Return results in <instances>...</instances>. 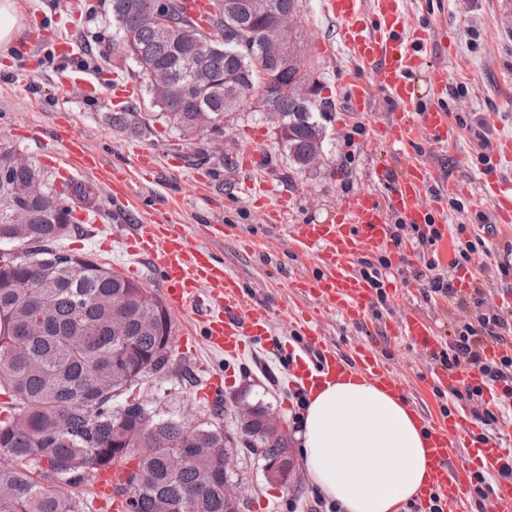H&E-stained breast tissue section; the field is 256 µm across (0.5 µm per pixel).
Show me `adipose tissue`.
Returning <instances> with one entry per match:
<instances>
[{"label": "adipose tissue", "instance_id": "adipose-tissue-1", "mask_svg": "<svg viewBox=\"0 0 512 512\" xmlns=\"http://www.w3.org/2000/svg\"><path fill=\"white\" fill-rule=\"evenodd\" d=\"M295 441L311 482L343 512H400L430 482L419 415L357 372L309 388Z\"/></svg>", "mask_w": 512, "mask_h": 512}]
</instances>
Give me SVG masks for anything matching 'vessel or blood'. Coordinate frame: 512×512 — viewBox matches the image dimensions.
Segmentation results:
<instances>
[{
    "label": "vessel or blood",
    "mask_w": 512,
    "mask_h": 512,
    "mask_svg": "<svg viewBox=\"0 0 512 512\" xmlns=\"http://www.w3.org/2000/svg\"><path fill=\"white\" fill-rule=\"evenodd\" d=\"M328 17L340 24L345 53L364 74L345 76L350 111L365 113L371 108L373 90H383L395 105L394 116L373 126V140L386 146H410L425 137L438 146L454 143L458 126L437 106L418 110L419 91L415 79L426 75L435 94L448 86V74L431 64L422 47L425 32L410 30L400 0H373L365 8L364 0H323ZM65 163L76 171L92 172L112 199L130 207L132 199L125 176L112 169L72 133L59 135ZM493 165L482 170L478 184L480 198L494 209L499 223H512V182L504 180L502 169L512 167V137L503 136L490 147ZM430 170L410 160L399 172L387 164L373 171L374 189L343 198L336 206V217L329 223L300 222L289 225L288 237L293 252L311 259L313 276L296 280L295 286L320 310L339 314L346 323L360 327L371 306L373 291L369 283L353 269V263L366 254L391 248L390 213H398L408 224L431 223L440 208L438 197L428 192ZM391 184L388 198H381L377 186ZM126 252L146 260L162 276V294L167 308L183 315L202 308L201 323L205 341L212 349L234 358L245 344L262 340L268 334L269 316L265 307L245 303L240 278L206 246L193 244L183 224H158L139 221L133 224L125 240ZM281 316L294 324L312 358L309 365L294 370L292 386L305 390L316 380H326L352 368L392 390L402 384L392 370L379 363L372 350L354 348L348 355L336 353L325 342L318 324L295 308L282 307ZM399 335L414 343L429 346L432 330L419 315L403 313ZM449 390L479 384L478 371H441L438 374ZM428 433L427 462L431 483L422 494L423 503L440 501L444 512H459L474 481L475 474L495 476L489 494V512H512V481L499 480L501 470L512 467V441L497 438L471 445V430L460 412L435 419L423 418ZM470 443L466 455L455 456L459 443Z\"/></svg>",
    "instance_id": "vessel-or-blood-1"
}]
</instances>
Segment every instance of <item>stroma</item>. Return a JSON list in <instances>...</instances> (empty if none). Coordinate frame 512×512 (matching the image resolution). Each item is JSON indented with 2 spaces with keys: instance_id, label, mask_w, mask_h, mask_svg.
<instances>
[{
  "instance_id": "stroma-1",
  "label": "stroma",
  "mask_w": 512,
  "mask_h": 512,
  "mask_svg": "<svg viewBox=\"0 0 512 512\" xmlns=\"http://www.w3.org/2000/svg\"><path fill=\"white\" fill-rule=\"evenodd\" d=\"M26 30L9 50H0V139L13 143L36 162L57 147L50 137L62 121H70L74 131L117 170L131 166L135 148H150L157 163V174L146 181L131 177L133 194L140 202V214L147 218L168 217L190 225L196 244L211 248L242 281L246 302L268 308L269 335L266 340L247 346L234 362L208 348L199 321L191 316L173 317L169 361L161 371L124 388L114 405L139 401L162 414L192 424L212 418L213 407L200 392L212 380L222 382L219 399L225 416L224 429L235 454L234 478L244 483L243 512H333L311 483L305 466H298V477L288 487L269 482L262 462L244 447L232 410L235 399L272 407L283 418L287 435H294L302 411L303 393L295 391L287 379L289 358L276 349L277 341L302 350L295 328L280 316L282 304L314 309L313 301L291 294L288 283L312 276L315 268L304 258L292 254L282 230L265 224L255 198L236 197L238 174L233 167L196 161L195 151L170 130L163 120L146 121L149 103L135 99L129 105L125 124L112 122L116 107L112 98L86 100L80 84L70 82L71 67H78L92 82L109 86L116 78L139 84L138 74L116 70L102 59L100 52L115 34L112 26V0H16ZM412 27L429 33L424 51L432 62L448 69V81L463 85L459 97L434 96L425 76H417L418 110L439 105L451 119L460 121V136L453 145L439 147L428 140L413 146L411 155L370 143L371 129L365 116H344L342 74L356 64L342 49L339 24L322 10V0H303L296 23L301 32L298 50L303 64L317 67L316 99L329 103L325 122L326 156L321 165L297 170L275 125L254 107L235 114L224 125V150L239 156L244 150L258 151L259 161L252 173L256 180L274 187L269 206L287 201L288 220L326 223L336 216V203L344 196L369 187L373 169L380 159L401 165L412 157L433 171L431 193H439L443 182L454 178L468 185V194L454 196V205L436 213V221L465 225V238L481 233L479 214L488 205L479 201L475 178L487 166L480 157L471 133L485 132L494 140L512 136V17L499 0H401ZM453 29L451 45L441 41L442 27ZM47 41L31 45L37 32ZM64 37L75 45L72 62H64L50 51L47 42ZM101 228L97 234L77 226L60 243L62 250L86 256L105 268L121 266L124 276L161 295L160 275L149 265L130 260L122 243L114 238L112 201L97 196ZM211 224L229 225L230 235L217 241L209 237ZM492 255L477 278L485 301L500 293L512 292V269L502 270L503 246L512 241V226L497 227L489 235ZM423 256L415 254L409 263L390 265L384 277L388 295L380 314H367L363 327L348 325L330 314L321 323L323 335L332 350L346 354L354 346L371 348L378 361L387 365L405 384V397L416 409L430 416L459 406L447 387L434 383L439 364L433 350L447 347L454 324L473 319L474 309H459L456 299L431 293L427 280L416 278L423 268ZM409 308L433 327L434 346L423 349L398 336V311Z\"/></svg>"
}]
</instances>
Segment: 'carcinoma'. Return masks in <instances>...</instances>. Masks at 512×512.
Instances as JSON below:
<instances>
[{
  "mask_svg": "<svg viewBox=\"0 0 512 512\" xmlns=\"http://www.w3.org/2000/svg\"><path fill=\"white\" fill-rule=\"evenodd\" d=\"M190 0H165L172 24L150 19L152 0H112V21L122 63L132 61L145 83L152 117L164 120L184 141L223 134L224 119L255 97L264 104L298 170L325 154L318 100H294L284 86L304 79L282 70L262 50L260 24L232 12L210 19L224 35L214 44L193 19ZM205 46L195 57L184 54L186 41ZM166 73L155 84L150 74ZM232 77L227 83L224 77ZM17 149L0 141V243L24 235L25 250L0 253V396L13 411L0 417V493L8 512H84L64 485L87 480L115 458L127 468L133 488L127 512H179L195 496V512H226L224 449L229 437L219 424L197 426L203 450L181 447L187 423L151 411L141 402L112 409V396L168 360L171 321L162 302L143 286L100 264L55 247L73 224L77 209L96 207L90 185L59 189L38 166H16ZM110 297L122 304V337L112 331ZM136 433L140 451L121 446V436Z\"/></svg>",
  "mask_w": 512,
  "mask_h": 512,
  "instance_id": "1",
  "label": "carcinoma"
}]
</instances>
